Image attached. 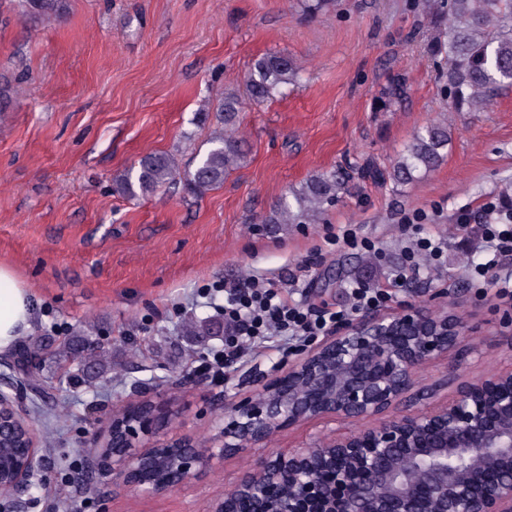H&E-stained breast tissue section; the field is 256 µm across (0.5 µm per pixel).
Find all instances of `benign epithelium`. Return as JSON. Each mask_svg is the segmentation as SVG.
Returning <instances> with one entry per match:
<instances>
[{
  "label": "benign epithelium",
  "mask_w": 512,
  "mask_h": 512,
  "mask_svg": "<svg viewBox=\"0 0 512 512\" xmlns=\"http://www.w3.org/2000/svg\"><path fill=\"white\" fill-rule=\"evenodd\" d=\"M468 329L453 312L425 304L395 313H367L338 325L305 349L254 398L224 412L219 451L197 447L190 436L152 430L178 410L143 395L113 408L94 439L110 482L162 496L194 476L215 455H232L303 421L333 417L374 419L360 431L341 430L327 442L278 449L239 476L212 512H234L241 498L253 512H512V370L465 383L448 401L407 415L391 407L416 386L425 361L466 341ZM23 433L26 457L0 472V500L21 512L40 482L37 429L15 390L0 389L2 424ZM159 448L178 450L180 477L151 483L144 464ZM288 487L272 504L269 490Z\"/></svg>",
  "instance_id": "7a95c632"
}]
</instances>
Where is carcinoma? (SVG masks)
I'll return each instance as SVG.
<instances>
[{"mask_svg":"<svg viewBox=\"0 0 512 512\" xmlns=\"http://www.w3.org/2000/svg\"><path fill=\"white\" fill-rule=\"evenodd\" d=\"M22 15L34 22L48 21L66 13L67 0H18ZM448 26L440 30L432 51L444 60L442 76L448 107L454 112H473L495 92L512 88V0H446ZM301 67L286 52L265 54L256 59L246 78L247 96L263 103L296 84ZM241 101L227 93L216 108L220 129L209 140V149L198 159L182 164L170 152L150 153L118 176L115 193L139 198L160 189L179 185L195 198L224 184V179L247 162L244 143L233 135ZM448 127L427 125L417 132L405 154L389 170H361L394 185H407L436 168L448 147ZM353 175L345 169L330 170L307 179L289 192L261 220L263 224H308L349 192ZM148 475L164 479L174 472V455L160 452Z\"/></svg>","mask_w":512,"mask_h":512,"instance_id":"cac0c4a2","label":"carcinoma"}]
</instances>
